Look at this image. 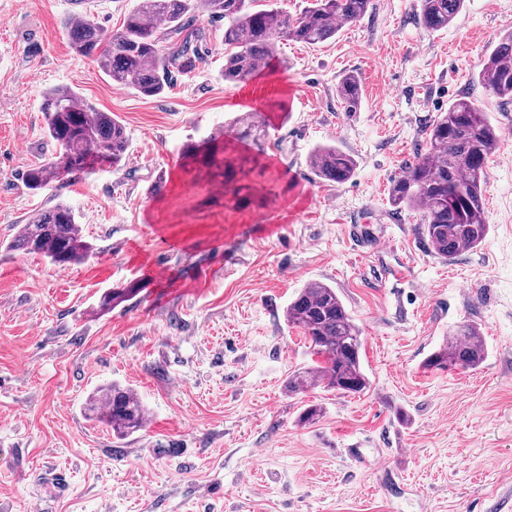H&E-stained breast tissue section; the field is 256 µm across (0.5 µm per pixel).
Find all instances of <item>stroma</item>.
Segmentation results:
<instances>
[{
    "mask_svg": "<svg viewBox=\"0 0 512 512\" xmlns=\"http://www.w3.org/2000/svg\"><path fill=\"white\" fill-rule=\"evenodd\" d=\"M76 10L0 0V512H496L512 494V103L474 76L512 31V0H466L437 32L419 25L418 0H372L327 42L279 39L287 71L246 87L224 82V25L200 12L194 68L171 69L155 97L72 51L62 18ZM348 72L364 90L356 112L336 97ZM269 80L282 105L267 115L264 173L244 179L251 202L231 210L215 178L183 171L181 149L236 134ZM57 86L112 113L129 149L119 166L34 193L27 171L57 153L40 110ZM464 96L503 141L488 162L490 232L448 262L387 191ZM321 145L355 158L349 181L311 172ZM59 203L93 245L86 260L60 268L9 250ZM133 280L135 297L100 309L106 289ZM309 283L335 288L360 327L365 394L288 393L314 360L285 320ZM464 321L485 337L480 368L423 369ZM112 382L148 410L122 439L86 409ZM308 404L324 414L304 425ZM60 474L64 490L46 497Z\"/></svg>",
    "mask_w": 512,
    "mask_h": 512,
    "instance_id": "1",
    "label": "stroma"
}]
</instances>
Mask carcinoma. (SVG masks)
<instances>
[{
	"mask_svg": "<svg viewBox=\"0 0 512 512\" xmlns=\"http://www.w3.org/2000/svg\"><path fill=\"white\" fill-rule=\"evenodd\" d=\"M466 0H419V22L427 31L450 25ZM372 0H311L296 17L273 8L257 9L255 0H136L120 29L110 36L87 16L68 15L63 23L71 48L93 58L113 84L132 88L145 97L164 89L160 72L171 65L191 66L188 39L166 54L162 43L182 34L191 18L205 12L224 22V80L244 86L261 68L276 57L275 38L310 45L336 36L341 25L360 20ZM478 79L493 95L512 101V32L502 37L478 72ZM336 95L347 112L357 111L363 98L360 79L347 73L336 86ZM47 133L59 146L57 159L33 167L26 185L38 191L64 176L88 172L97 160L118 166L126 157L129 137L125 127L109 112L84 103L68 87L47 91L41 105ZM240 136L254 141L264 135L256 114L237 118ZM503 136L480 108L460 98L429 125L425 152L394 179L388 191L390 205L420 213L422 232L434 253L451 261L460 253L478 248L487 238L490 225L484 218L483 187L487 163L499 148ZM260 152L239 153L211 144L206 149L190 143L182 159L190 166L217 170L224 184V196L237 205L238 182L262 168ZM315 175L336 183L349 180L355 159L332 145L315 148L308 157ZM8 248L25 254H40L59 267L77 264L91 252L74 210L57 204L39 212L21 225ZM141 285L131 282L103 296L100 309L115 307L138 293ZM289 327L300 330L309 342L315 365L288 378V393L298 394L321 388L338 394H362L371 381L361 363V330L348 312L336 289L313 283L302 288L285 311ZM488 348L480 328L465 323L449 333L425 360L430 370L460 368L475 370L484 363ZM88 409L95 418L124 438L141 430L146 408L127 386L114 382L89 398Z\"/></svg>",
	"mask_w": 512,
	"mask_h": 512,
	"instance_id": "1",
	"label": "carcinoma"
}]
</instances>
